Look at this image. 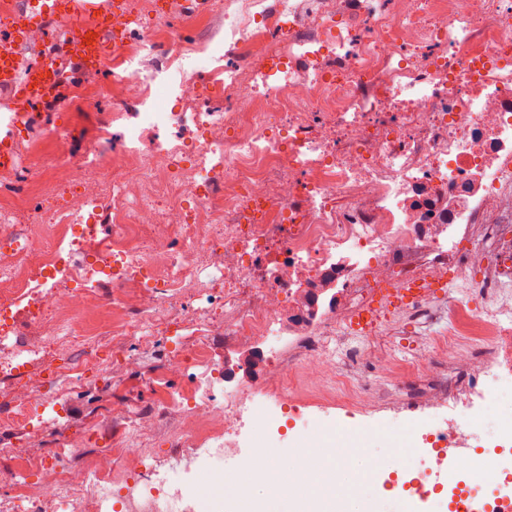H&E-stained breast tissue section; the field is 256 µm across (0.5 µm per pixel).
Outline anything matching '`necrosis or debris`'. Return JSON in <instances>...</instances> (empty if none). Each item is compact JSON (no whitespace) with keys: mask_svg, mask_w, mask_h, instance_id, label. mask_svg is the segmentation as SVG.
Listing matches in <instances>:
<instances>
[{"mask_svg":"<svg viewBox=\"0 0 512 512\" xmlns=\"http://www.w3.org/2000/svg\"><path fill=\"white\" fill-rule=\"evenodd\" d=\"M211 4L227 22L225 52L165 28L137 33L103 61L128 110L99 123L82 155L66 132L46 133L26 179L0 187V347L22 310L38 324L55 318L56 338L86 348L58 367L46 342L14 352L10 368L25 380L0 405V426L29 424L55 379L81 383L112 337L146 340L193 321L178 290L206 269L234 303L224 340L258 352L260 377L218 385L222 365L202 343L168 355L146 381L181 415L186 447L249 448L256 465L259 449H301L278 492L290 512H319L291 493L332 457L320 412L338 406L372 418L363 441L383 450L369 461L375 478L392 470L388 449L426 458L401 485L403 512H512V413L486 394L512 392V0H319L314 44L293 28V0H277L286 35L276 46L264 0L246 17L237 0ZM355 9L358 33L346 18ZM155 52L164 66L146 71L141 58ZM208 96L223 111L168 106ZM115 126L126 133L118 149ZM169 127L175 139L161 138ZM47 154L56 163L45 170ZM43 182L76 187L78 206L39 207ZM106 194L112 238L95 250ZM474 224L497 249L471 240ZM448 277L460 295L443 307L447 324L413 357L381 354L374 383L363 352L383 330L351 335V317L379 292ZM105 279L116 288L108 300L96 291ZM34 286L46 296L25 299ZM185 374L186 390H169ZM310 406V426L283 435L280 411L296 421ZM132 419L131 439L78 466L60 464L79 445L71 436L35 464L10 454L15 512H194L223 496L228 512H250L225 496L222 469L201 461L195 484L141 490L158 455L154 420Z\"/></svg>","mask_w":512,"mask_h":512,"instance_id":"1","label":"necrosis or debris"}]
</instances>
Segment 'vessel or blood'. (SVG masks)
<instances>
[{"label": "vessel or blood", "instance_id": "1", "mask_svg": "<svg viewBox=\"0 0 512 512\" xmlns=\"http://www.w3.org/2000/svg\"><path fill=\"white\" fill-rule=\"evenodd\" d=\"M63 11L71 13L75 22L64 28L60 47H46L37 62H23L14 46L23 41L25 29ZM122 13L120 0H22L13 30L0 46V88L9 92L6 112L0 115L1 166H14L18 157L16 131L28 119L32 105L51 100L63 74V61L96 65L104 56L103 37H88L79 23L82 15L93 14L103 21Z\"/></svg>", "mask_w": 512, "mask_h": 512}]
</instances>
